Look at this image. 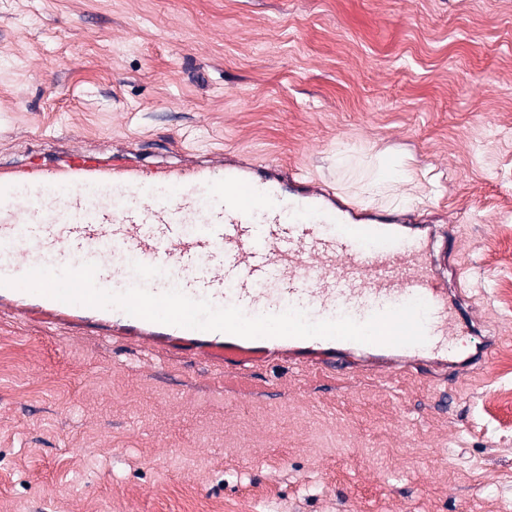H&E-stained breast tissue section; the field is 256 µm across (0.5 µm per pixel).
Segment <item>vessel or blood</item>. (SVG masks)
<instances>
[{
    "mask_svg": "<svg viewBox=\"0 0 512 512\" xmlns=\"http://www.w3.org/2000/svg\"><path fill=\"white\" fill-rule=\"evenodd\" d=\"M437 231L415 212L345 200L271 161L235 156L147 164L122 150L103 158L59 145L0 165V308L155 344H181L243 370L278 356L351 373L355 356L391 371L435 351L452 324L449 271L429 258ZM96 263L99 288L179 287L246 315L291 307L314 320L375 313L423 299L427 341L415 346L323 338H243L151 322L119 308L70 304L3 286L32 268Z\"/></svg>",
    "mask_w": 512,
    "mask_h": 512,
    "instance_id": "vessel-or-blood-1",
    "label": "vessel or blood"
}]
</instances>
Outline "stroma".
Instances as JSON below:
<instances>
[{"instance_id": "obj_1", "label": "stroma", "mask_w": 512, "mask_h": 512, "mask_svg": "<svg viewBox=\"0 0 512 512\" xmlns=\"http://www.w3.org/2000/svg\"><path fill=\"white\" fill-rule=\"evenodd\" d=\"M270 159L455 227L486 364L252 372L0 313V512H512V0H0V160Z\"/></svg>"}]
</instances>
